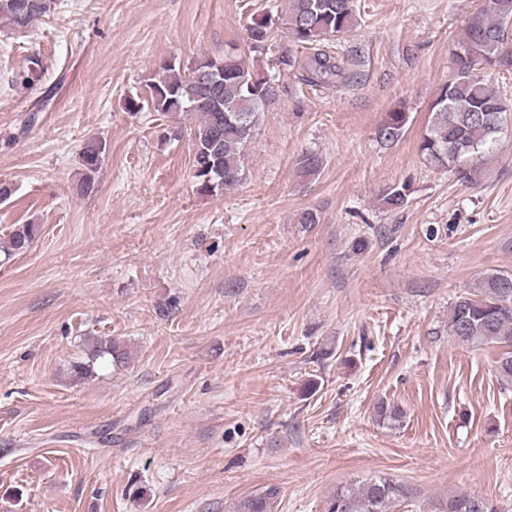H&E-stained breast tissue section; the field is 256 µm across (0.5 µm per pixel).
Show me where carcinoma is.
I'll return each mask as SVG.
<instances>
[{
	"instance_id": "cac0c4a2",
	"label": "carcinoma",
	"mask_w": 512,
	"mask_h": 512,
	"mask_svg": "<svg viewBox=\"0 0 512 512\" xmlns=\"http://www.w3.org/2000/svg\"><path fill=\"white\" fill-rule=\"evenodd\" d=\"M55 0H0V27L26 31L49 14ZM512 0H486L473 13L453 54L456 76L442 86L431 106V118L419 143V152L434 168H446L469 182L474 169L466 164L493 150L503 133L509 103L503 94L479 75L482 69L512 70ZM357 23L354 0H288L285 13L252 19L247 27L250 51L263 54L272 45L275 29L284 27L291 40L307 50L300 60L301 80L316 87L338 88L351 82L343 62L325 49L329 41ZM40 76V60L33 56L26 68L14 75L17 85L30 86ZM147 107L167 115L194 114L198 124L190 128L192 169L196 192L203 196L222 193L235 186L244 174L243 160L259 124L260 115L280 98L274 77L253 70L234 51L222 56L198 58L185 65L176 56L165 60L148 84ZM409 113L395 109L377 127L382 144L398 142L406 132ZM107 144L99 141L85 147L81 162L83 177L77 184L82 195L95 190ZM320 156L307 153L299 159L305 176L317 175ZM411 184L403 181L386 186L382 204L402 208ZM38 233L36 224H16L4 247L7 255L27 251ZM448 335L461 345L500 349L495 372L512 383V274L490 273L460 295L448 309ZM275 486L238 504L237 512H270L277 498ZM405 497L402 485L379 477L359 486L336 491L326 512H392ZM440 512H502L499 504L485 497L459 493L439 503Z\"/></svg>"
}]
</instances>
